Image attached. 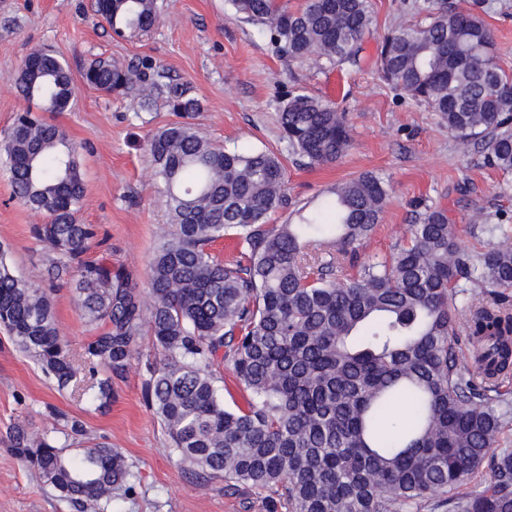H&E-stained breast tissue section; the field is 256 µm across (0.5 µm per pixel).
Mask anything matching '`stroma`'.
I'll return each instance as SVG.
<instances>
[{
    "instance_id": "1",
    "label": "stroma",
    "mask_w": 512,
    "mask_h": 512,
    "mask_svg": "<svg viewBox=\"0 0 512 512\" xmlns=\"http://www.w3.org/2000/svg\"><path fill=\"white\" fill-rule=\"evenodd\" d=\"M450 2L483 18L498 63L512 73V0ZM372 3L357 59L318 66L277 55L257 26L230 15L226 0H157L158 24L125 37L96 16L94 0H0V139L28 106L17 85L24 60L33 51H51L66 62L76 87L69 111L45 118L81 147L86 196L76 218L97 231L85 257L123 267L144 283L147 261L168 222L147 143L177 116L162 97L136 110L125 96L85 85L82 72L100 59L123 66L150 60L190 86L198 109L189 121L202 136L280 157L288 204L273 211L269 223L298 222L329 188L372 172L389 181L390 196L375 234L359 249L360 261L389 257L407 241L419 214L434 206L447 209L463 246L484 250L491 237L480 214H507L503 230L512 235V173L487 165L480 148H462L436 112L381 77L384 35L423 16L415 0ZM293 92L330 100L346 113L352 143L335 163L306 166L281 140L278 106ZM43 221L13 199L0 174V245L18 277L50 290L58 327L77 352L88 332L70 273H55L58 254L33 233ZM154 356L150 336H140L129 368L113 377L112 399L103 405L88 382L58 388L0 329V512H81L11 450L16 427L60 443L75 420L86 439L112 444L131 468L132 488L116 491L112 512H264L257 490L225 491L223 480L197 479L169 453L168 436L145 400L147 362Z\"/></svg>"
}]
</instances>
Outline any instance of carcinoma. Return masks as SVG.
I'll list each match as a JSON object with an SVG mask.
<instances>
[{"instance_id":"carcinoma-1","label":"carcinoma","mask_w":512,"mask_h":512,"mask_svg":"<svg viewBox=\"0 0 512 512\" xmlns=\"http://www.w3.org/2000/svg\"><path fill=\"white\" fill-rule=\"evenodd\" d=\"M240 21L260 26L274 51L316 63L349 61L372 22L371 0H227ZM425 23L382 41L383 78L437 112L461 144H477L494 168L512 172V76L497 64L493 34L477 14L423 0ZM118 36L146 32L156 0H96ZM19 88L43 112L71 107L69 67L33 52ZM97 90L149 108L157 97L187 116L198 102L183 83L145 62L98 60L82 74ZM288 148L311 166L336 162L351 144L345 113L296 93L280 106ZM169 215L141 288L106 262L83 255L96 236L75 213L85 184L78 147L59 126L28 109L0 140V170L14 197L45 216L38 236L77 269L75 300L94 336L74 355L45 290L16 276L0 248V326L58 386L104 368L125 372L136 337H153L146 396L169 451L225 487L276 490L288 512H415L433 500L455 512H512V454L498 436L512 377V308L471 302L459 347L452 303L458 277L496 295L512 288V238L484 252L463 248L448 212L428 207L409 242L383 261L339 278L334 259L310 261L312 246L356 249L376 229L389 183L363 173L336 184L298 224H269L282 206L285 172L267 150L218 146L175 122L148 142ZM229 234L241 258L211 253ZM222 356L249 392L245 407L224 405L212 371ZM45 434H16L14 455L61 496L107 512L132 472L123 453L95 444L65 453ZM496 479L476 495L458 489L488 459Z\"/></svg>"}]
</instances>
